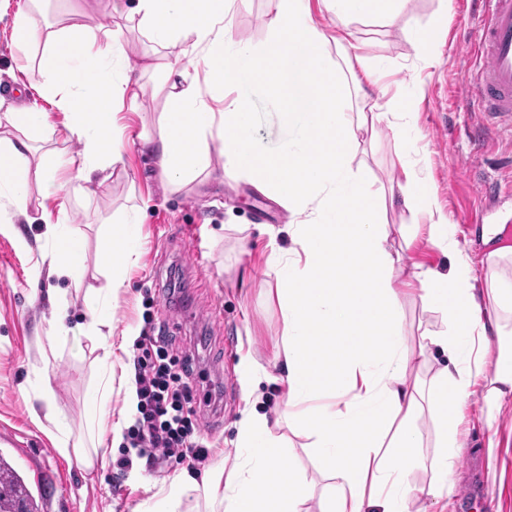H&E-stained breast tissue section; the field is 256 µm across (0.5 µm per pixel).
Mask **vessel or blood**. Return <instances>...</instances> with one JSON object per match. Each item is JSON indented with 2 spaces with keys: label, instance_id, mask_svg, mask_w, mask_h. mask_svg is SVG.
I'll list each match as a JSON object with an SVG mask.
<instances>
[{
  "label": "vessel or blood",
  "instance_id": "obj_1",
  "mask_svg": "<svg viewBox=\"0 0 512 512\" xmlns=\"http://www.w3.org/2000/svg\"><path fill=\"white\" fill-rule=\"evenodd\" d=\"M478 18L479 64L463 75L462 106L507 116L512 114V0H480Z\"/></svg>",
  "mask_w": 512,
  "mask_h": 512
}]
</instances>
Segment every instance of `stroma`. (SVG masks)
Segmentation results:
<instances>
[{
    "label": "stroma",
    "mask_w": 512,
    "mask_h": 512,
    "mask_svg": "<svg viewBox=\"0 0 512 512\" xmlns=\"http://www.w3.org/2000/svg\"><path fill=\"white\" fill-rule=\"evenodd\" d=\"M26 0H0V95L24 103L31 94L17 90L9 72L25 65L11 40L12 19ZM133 0H56L47 20L51 25L84 23L112 28L126 25ZM441 0H408L390 21L356 20L349 26L346 52L328 46L334 63L344 55L361 54L383 75L369 89L372 98L386 100L394 93L410 98L413 132L398 148L387 125H380L373 145H362L358 160L366 162L378 183L390 185L402 163L421 171L435 188L437 208L447 216L451 233L475 266H483L487 247L483 230L490 224L512 227V194L485 203L482 223L469 221L480 201L484 181L512 178V130L489 126L479 114L460 107L466 89L463 73L477 64L474 51L478 19L472 0H453V15L443 28L435 67H423L407 32L417 24L437 22ZM266 0H246L233 16L237 36L259 44L268 36ZM126 56L132 78L146 92L136 110H123L120 121L129 135L152 128L164 106L153 95L152 66L183 63L180 45L156 46L138 29H131ZM255 115L254 138L259 147L279 149L293 135L279 109L262 90L249 94ZM144 205L138 227V260L126 272V286L112 312V327L122 333L145 324L161 326L177 345L193 353L231 392L217 411L205 412L199 444L210 450L208 465L232 461L237 425L248 401L275 418L282 400L274 379L278 370L273 351L282 331V317L266 293L264 274L272 244L287 245L283 232L291 215L250 180L225 172L224 161L213 157L209 174L180 189H170L153 160L128 144L125 164L103 182L83 190L43 200L32 190L26 215L0 223V429L13 432L15 445L0 447L23 475L37 483L50 512H134L157 485L183 471L170 462L164 473L133 471L122 475L115 463L128 443L98 445L105 467L91 470L67 462L56 449L57 438L70 444L87 443V416L101 371L98 354L87 337L86 294L106 284L103 253L109 219L135 205ZM62 231L85 242L83 271L77 280L49 273L51 243L44 236L43 216ZM208 250L206 265H197L193 245ZM179 276L181 301L166 300L172 276ZM62 311L63 329L54 332V313ZM258 367L252 397H245L242 360ZM53 405L57 426H38L34 415ZM481 395L465 410V448L457 461L456 490L451 512H512V401L506 402L493 424L483 419ZM499 448L487 454L489 434Z\"/></svg>",
    "instance_id": "35a3bbf8"
}]
</instances>
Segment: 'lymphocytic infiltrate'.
<instances>
[{
  "label": "lymphocytic infiltrate",
  "instance_id": "obj_1",
  "mask_svg": "<svg viewBox=\"0 0 512 512\" xmlns=\"http://www.w3.org/2000/svg\"><path fill=\"white\" fill-rule=\"evenodd\" d=\"M138 347L133 371L140 415L128 431L133 451L117 460L118 470L125 473L140 464L157 472L173 458L205 462L210 451L195 440L199 419L194 393L207 373L192 356L174 354L165 329L145 328Z\"/></svg>",
  "mask_w": 512,
  "mask_h": 512
}]
</instances>
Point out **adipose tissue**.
<instances>
[{
    "instance_id": "obj_1",
    "label": "adipose tissue",
    "mask_w": 512,
    "mask_h": 512,
    "mask_svg": "<svg viewBox=\"0 0 512 512\" xmlns=\"http://www.w3.org/2000/svg\"><path fill=\"white\" fill-rule=\"evenodd\" d=\"M309 2L269 0L268 37L259 45L237 38L232 29L237 0H136L130 15L154 44L185 46L186 65L165 69L160 79L167 94L156 129L140 138L161 178L172 186L194 181L217 154L233 174L257 183L297 217L288 227L290 247L273 246L265 271L283 323L274 356L284 387L280 417L307 438L326 485L316 488L283 465V436L266 414L253 410L239 423L231 469L219 464L198 478L182 472L141 512H178L190 496L204 512H307L314 499L319 512H411L420 494L446 510L463 448L465 405L477 391L491 409L512 400V352H499L494 367L486 365L492 340L503 336L504 317L512 314V277L498 272L512 257V246L498 241L501 227L485 232L494 286L481 297L478 272L435 209L434 189L420 172L402 165L394 188H378L366 166L354 162L360 131L385 122L397 140L406 139L410 104L395 96L351 116L350 92H364L374 71L359 55L341 72L327 59L326 47L345 49L350 22L388 19L405 0H322L338 20L332 35ZM12 40L21 50L41 46L43 90L64 116L62 134L82 145L78 159L64 167L51 152L37 153L33 142L50 129L48 113L38 104L18 106L0 96V126L19 133L0 138V195L23 215L30 178H37L43 198L52 199L72 180H105L123 165L129 134L118 125L114 107H137L141 87L124 73L122 29L101 36L82 24L49 30L30 5L15 13ZM254 86L278 101L295 130L277 150L259 149L254 141L246 95ZM394 200L412 219L427 217V241L449 262L444 270L418 265L410 273L414 297L443 321L441 329L423 330L412 343L403 332L404 293L395 286L401 258L390 245L385 218ZM142 221L138 207L112 220L104 254L111 275L85 297L92 338L103 350V389L125 391L117 418L103 412L93 417L99 441L120 442L124 423L137 413L135 385L115 371L131 333L113 341L103 329L110 323L105 304L118 301L125 272L137 260L133 249L115 244L130 241ZM44 234L53 243L50 274L76 278L82 238L50 222ZM434 352L446 361L430 382H422L416 373ZM425 411L436 432L437 452L430 457L421 451L424 437L416 425ZM416 470L431 471L426 488L412 485Z\"/></svg>"
}]
</instances>
